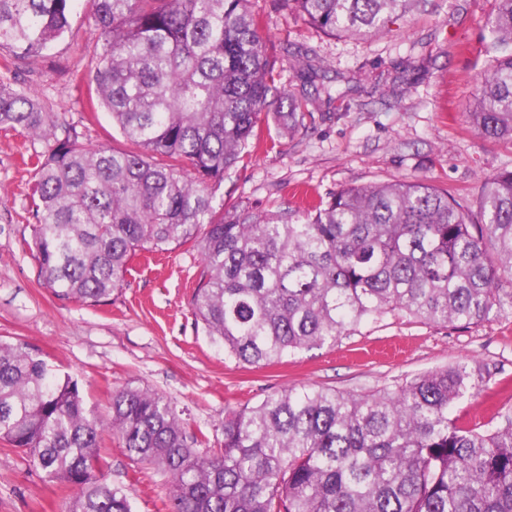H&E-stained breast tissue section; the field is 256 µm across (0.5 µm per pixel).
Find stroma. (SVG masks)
I'll use <instances>...</instances> for the list:
<instances>
[{
  "mask_svg": "<svg viewBox=\"0 0 512 512\" xmlns=\"http://www.w3.org/2000/svg\"><path fill=\"white\" fill-rule=\"evenodd\" d=\"M249 8L267 54L283 68L285 89L313 94L294 71L308 56L338 96L317 101L313 120L292 138L266 118L250 163L230 170L214 189L225 207L263 213L293 205L299 186L316 196L416 179L453 187L470 203L486 179L512 170V147L483 138L467 118L488 66L481 43L493 0H419L389 31L364 39L323 34L276 0H250ZM70 22L69 36L47 57L9 71L0 67V79L33 92L46 111L76 125L85 145L130 149L110 114L87 101L94 40L85 0H76ZM47 148L25 134L0 131V339L34 345L55 374L78 379L88 407L102 412L113 391L148 388L176 402L188 431L216 448L225 415L268 392L314 384L373 394L462 360L480 368L483 380L478 395L455 406L453 415L478 422L495 409L512 411L510 314L462 328L391 312L335 345L259 368L225 356L197 323L198 252H139L127 282L104 303L57 298L43 286L29 250L35 171L25 158ZM100 470L113 485L132 486L133 512H166V477L132 462L117 439L106 441ZM69 496L0 441V512H66Z\"/></svg>",
  "mask_w": 512,
  "mask_h": 512,
  "instance_id": "35a3bbf8",
  "label": "stroma"
}]
</instances>
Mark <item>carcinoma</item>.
<instances>
[{"label": "carcinoma", "mask_w": 512, "mask_h": 512, "mask_svg": "<svg viewBox=\"0 0 512 512\" xmlns=\"http://www.w3.org/2000/svg\"><path fill=\"white\" fill-rule=\"evenodd\" d=\"M73 0H0V57L45 56L71 33ZM316 29L384 32L415 0H281ZM248 0H87L93 104L133 145L87 147L76 126L0 80V128L55 139L34 152L31 255L57 297L100 303L141 251L186 245L201 258L197 322L224 355L252 366L331 344L400 311L469 326L512 312V170L463 206L425 180L346 187L273 213L224 210L213 187L249 159L261 116L295 136L312 115L279 86ZM490 67L468 112L512 145V0H494ZM288 105V111L280 108ZM482 377L465 362L353 395L304 385L224 420L201 452L176 405L145 388L85 406L77 380L37 350L0 340V439L72 491L67 512H132L131 493L89 469L105 437L169 478L167 512H512V412L451 418Z\"/></svg>", "instance_id": "1"}]
</instances>
